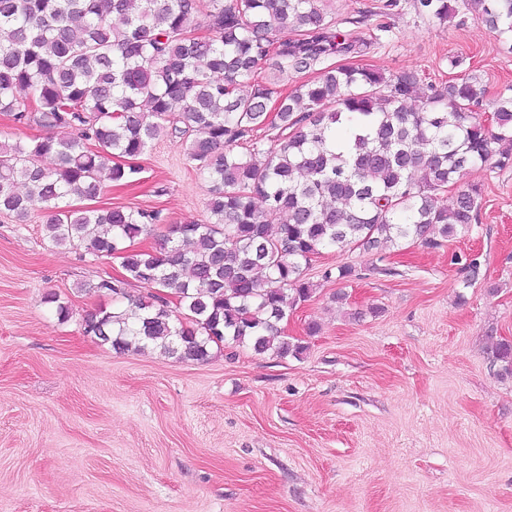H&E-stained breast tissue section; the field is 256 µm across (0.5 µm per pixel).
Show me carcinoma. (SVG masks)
Returning a JSON list of instances; mask_svg holds the SVG:
<instances>
[{"mask_svg": "<svg viewBox=\"0 0 512 512\" xmlns=\"http://www.w3.org/2000/svg\"><path fill=\"white\" fill-rule=\"evenodd\" d=\"M209 2L208 33L198 36L203 0H0V112L46 131L78 128L68 138L0 141V212L47 209L51 244L121 259L124 279L101 277L94 288L125 307L82 320L84 335L116 351L153 345L204 361L227 343L298 357L305 344L277 338L279 325L311 297L303 270L322 250L436 248L434 231L449 238L476 223L478 186L459 190L450 207L442 195L473 165L512 167V97L496 103L488 125L472 112L486 88L468 75L431 87L411 108L414 72L323 66L356 50L333 32L330 0ZM462 7L512 36V0ZM415 9L440 23L459 14L452 0H416ZM261 69L318 76L286 96L273 81L241 93ZM263 128L276 131L269 145L252 142L246 159L234 151ZM164 131L183 138L208 183L209 223L166 234L152 211L65 204L96 199L106 179L135 178L133 160ZM46 156L55 168L39 163ZM140 236L155 247L125 246ZM128 280L156 292L135 298ZM490 353L512 376V341Z\"/></svg>", "mask_w": 512, "mask_h": 512, "instance_id": "1", "label": "carcinoma"}]
</instances>
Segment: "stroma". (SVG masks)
<instances>
[{
    "instance_id": "stroma-1",
    "label": "stroma",
    "mask_w": 512,
    "mask_h": 512,
    "mask_svg": "<svg viewBox=\"0 0 512 512\" xmlns=\"http://www.w3.org/2000/svg\"><path fill=\"white\" fill-rule=\"evenodd\" d=\"M387 2L332 0L337 33L371 47L329 65L410 70L424 89L474 74L485 116L512 94V40L478 14L442 24ZM184 148L161 134L96 207L208 222ZM463 180L482 188L478 222L442 247L313 259V294L281 325L307 345L296 358L224 345L184 361L91 340L83 317L112 301L90 286L122 275L119 259L53 246L44 213H0V512H512V378L487 352L512 340V167ZM473 251L467 288L452 258ZM342 264L356 278H325Z\"/></svg>"
}]
</instances>
